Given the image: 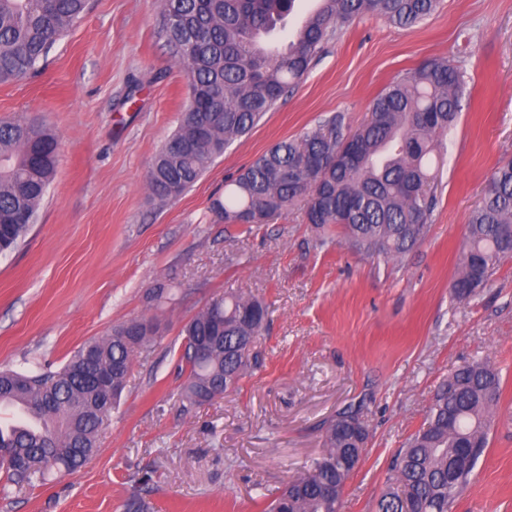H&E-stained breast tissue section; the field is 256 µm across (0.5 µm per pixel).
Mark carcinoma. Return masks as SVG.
Here are the masks:
<instances>
[{
  "label": "carcinoma",
  "mask_w": 512,
  "mask_h": 512,
  "mask_svg": "<svg viewBox=\"0 0 512 512\" xmlns=\"http://www.w3.org/2000/svg\"><path fill=\"white\" fill-rule=\"evenodd\" d=\"M274 54L258 43L278 38L295 0H161L163 34L188 77L189 99L178 126L155 156L147 189L180 197L206 164L250 132L308 72L337 26L372 15L412 27L438 0H320ZM88 0H0V85L44 60L87 10ZM466 81L446 59H432L394 78L373 99L368 119L349 130L337 112L315 128L276 143L226 186L216 208L224 223L250 232L301 205L319 246L401 263L426 237L437 205L436 155L458 119ZM57 141L42 123L0 121V253L16 247L33 224L56 175ZM512 257V160L493 170L473 211L451 293L468 302ZM269 306L226 288L182 327L181 400L201 406L240 388L261 363L242 353L260 336ZM158 323L135 319L91 340L58 371H0V406L21 404L39 421L0 425V471L11 486L41 484L51 470L73 471L98 452L103 417L117 402L135 354L148 348ZM501 378L487 362L460 366L438 387L425 425L394 461V482L377 512H451L489 444ZM361 406L349 405L323 425V450L306 462L263 512H339L352 474V449L366 447Z\"/></svg>",
  "instance_id": "carcinoma-1"
}]
</instances>
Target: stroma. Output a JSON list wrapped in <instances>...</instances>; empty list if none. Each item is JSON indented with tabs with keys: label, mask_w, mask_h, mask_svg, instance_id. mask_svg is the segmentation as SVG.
Wrapping results in <instances>:
<instances>
[{
	"label": "stroma",
	"mask_w": 512,
	"mask_h": 512,
	"mask_svg": "<svg viewBox=\"0 0 512 512\" xmlns=\"http://www.w3.org/2000/svg\"><path fill=\"white\" fill-rule=\"evenodd\" d=\"M160 27L161 0H89L36 74L0 85V120L39 119L59 146L34 223L0 254V370L55 371L114 325L159 323L98 429L97 455L0 494V512H123L145 474L154 512H261L351 404L370 439L340 512H376L396 454L460 365L493 364L499 411L512 415V258L471 301L451 295L470 214L512 159V0H440L408 28L367 15L338 26L302 82L174 200L146 191L188 97ZM433 58L463 71L467 90L432 223L403 263L319 247L296 206L250 233L225 226L215 203L241 168L333 113L357 129L393 78ZM228 287L272 308L263 364L239 391L183 407L182 327ZM454 512H512V424L492 423Z\"/></svg>",
	"instance_id": "35a3bbf8"
}]
</instances>
